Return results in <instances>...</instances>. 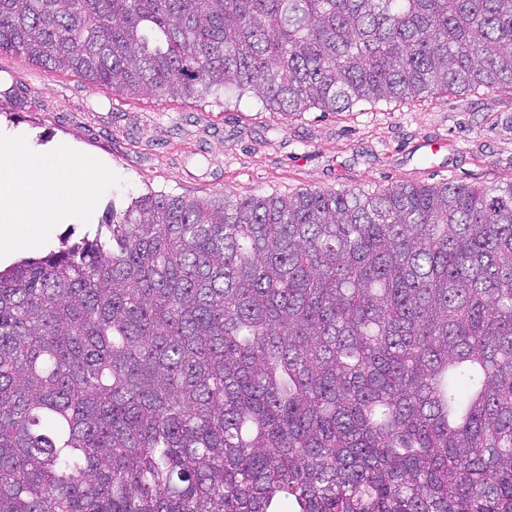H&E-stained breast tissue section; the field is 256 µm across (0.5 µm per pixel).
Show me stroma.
Here are the masks:
<instances>
[{"instance_id": "obj_1", "label": "stroma", "mask_w": 512, "mask_h": 512, "mask_svg": "<svg viewBox=\"0 0 512 512\" xmlns=\"http://www.w3.org/2000/svg\"><path fill=\"white\" fill-rule=\"evenodd\" d=\"M0 138L46 158L74 193L46 238L21 236L19 258L48 252L67 233L84 234L108 202L149 188L269 196L512 181V95L484 89L288 116L231 91L202 105L122 96L71 71L0 54Z\"/></svg>"}]
</instances>
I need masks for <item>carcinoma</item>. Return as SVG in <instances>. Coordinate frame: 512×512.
<instances>
[{"mask_svg":"<svg viewBox=\"0 0 512 512\" xmlns=\"http://www.w3.org/2000/svg\"><path fill=\"white\" fill-rule=\"evenodd\" d=\"M115 94H512V0H0ZM512 512V182L111 202L0 269V512Z\"/></svg>","mask_w":512,"mask_h":512,"instance_id":"obj_1","label":"carcinoma"}]
</instances>
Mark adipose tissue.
<instances>
[{"mask_svg": "<svg viewBox=\"0 0 512 512\" xmlns=\"http://www.w3.org/2000/svg\"><path fill=\"white\" fill-rule=\"evenodd\" d=\"M70 200L67 184L46 160L17 155L0 141V258L16 242V224L38 225L47 212L64 208Z\"/></svg>", "mask_w": 512, "mask_h": 512, "instance_id": "ef3b65f1", "label": "adipose tissue"}]
</instances>
